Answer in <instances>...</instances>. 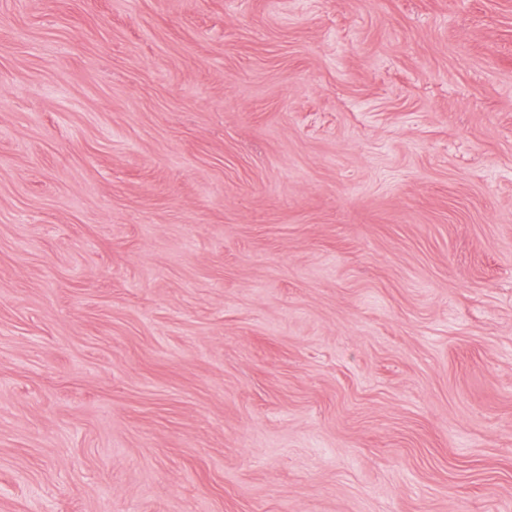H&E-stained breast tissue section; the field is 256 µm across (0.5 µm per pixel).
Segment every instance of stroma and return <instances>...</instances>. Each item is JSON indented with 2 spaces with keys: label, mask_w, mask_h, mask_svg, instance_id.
<instances>
[{
  "label": "stroma",
  "mask_w": 512,
  "mask_h": 512,
  "mask_svg": "<svg viewBox=\"0 0 512 512\" xmlns=\"http://www.w3.org/2000/svg\"><path fill=\"white\" fill-rule=\"evenodd\" d=\"M0 512H512V0H0Z\"/></svg>",
  "instance_id": "stroma-1"
}]
</instances>
